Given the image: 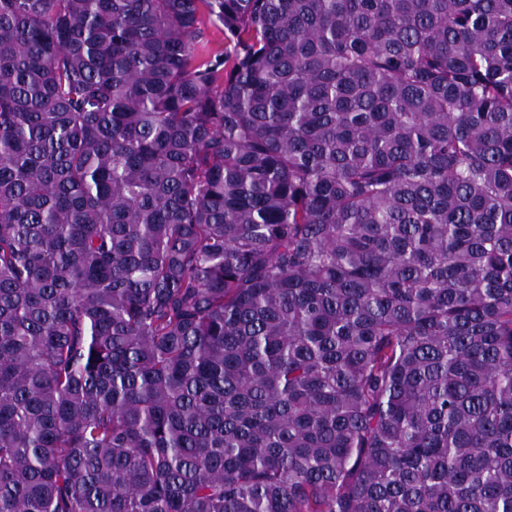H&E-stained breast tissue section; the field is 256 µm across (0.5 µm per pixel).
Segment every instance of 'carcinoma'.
I'll return each instance as SVG.
<instances>
[{"instance_id": "obj_1", "label": "carcinoma", "mask_w": 512, "mask_h": 512, "mask_svg": "<svg viewBox=\"0 0 512 512\" xmlns=\"http://www.w3.org/2000/svg\"><path fill=\"white\" fill-rule=\"evenodd\" d=\"M0 512H512V0H0Z\"/></svg>"}]
</instances>
